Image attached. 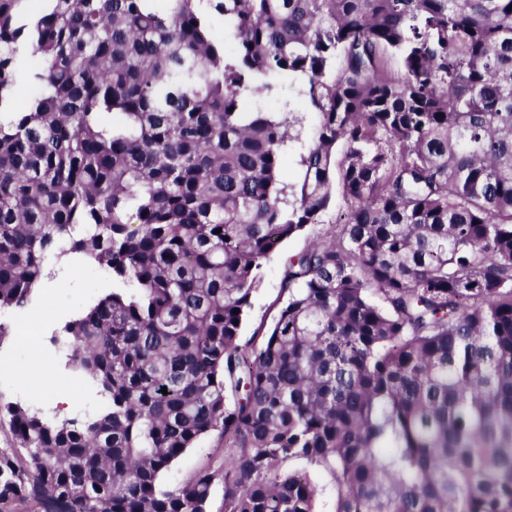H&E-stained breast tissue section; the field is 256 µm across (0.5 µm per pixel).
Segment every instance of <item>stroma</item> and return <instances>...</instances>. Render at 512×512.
Here are the masks:
<instances>
[{
	"instance_id": "stroma-1",
	"label": "stroma",
	"mask_w": 512,
	"mask_h": 512,
	"mask_svg": "<svg viewBox=\"0 0 512 512\" xmlns=\"http://www.w3.org/2000/svg\"><path fill=\"white\" fill-rule=\"evenodd\" d=\"M302 87V80H284L267 99L266 105L275 112H296L304 133L308 134L316 123V115L307 110L301 96ZM336 218V213H329L324 223L310 226L300 236L286 241L279 252L267 260L263 268V283L254 297L253 308L241 332V341H248L260 324H271L274 315L271 305L279 294L284 261L311 242L325 238ZM111 286V280L104 273L86 266L73 267L45 282L37 291L32 305L23 309L0 310V326L5 329L4 335L0 336V352L12 354L14 369L11 382L0 384V399L19 401L61 418L81 413L95 403L93 391L78 383L67 390L61 404L57 403L55 396L28 384L27 379L31 376L61 383L67 381L68 374L62 360L38 356L17 346L15 323L28 318L46 329H54L83 310L95 297L109 291ZM226 453L223 438L219 433H211L195 448L187 450L165 473L163 480L169 485L187 482L199 470L218 465Z\"/></svg>"
}]
</instances>
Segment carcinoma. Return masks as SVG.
I'll use <instances>...</instances> for the list:
<instances>
[{"mask_svg":"<svg viewBox=\"0 0 512 512\" xmlns=\"http://www.w3.org/2000/svg\"><path fill=\"white\" fill-rule=\"evenodd\" d=\"M27 2L0 0V309L71 260L112 288L52 337L95 410L0 402V512H207L219 477L224 512H317L310 467L332 512H512V0ZM286 78L318 117L295 182L300 119L247 104ZM214 431L228 463L164 485ZM343 207L344 201L337 198L335 208L325 217L324 224L309 226L300 236L286 241L279 252L271 256L264 264L263 283L254 297L253 308L243 326L240 336L241 344H245L252 337L253 332L262 322L265 327L271 324L275 311L270 310V305L279 294L280 272L284 261L289 256L306 248L314 240L325 238L330 230V224H334L338 212Z\"/></svg>","mask_w":512,"mask_h":512,"instance_id":"obj_1","label":"carcinoma"}]
</instances>
